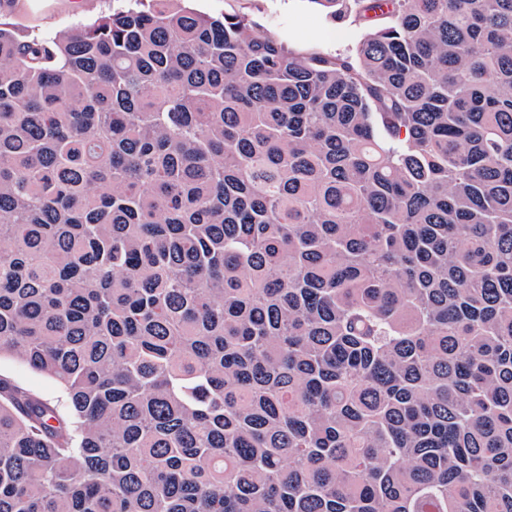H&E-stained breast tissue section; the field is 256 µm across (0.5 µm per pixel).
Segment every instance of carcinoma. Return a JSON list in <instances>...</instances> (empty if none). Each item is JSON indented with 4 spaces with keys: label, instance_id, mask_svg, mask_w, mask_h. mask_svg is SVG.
<instances>
[{
    "label": "carcinoma",
    "instance_id": "obj_1",
    "mask_svg": "<svg viewBox=\"0 0 512 512\" xmlns=\"http://www.w3.org/2000/svg\"><path fill=\"white\" fill-rule=\"evenodd\" d=\"M188 2L0 19V512H512V0ZM201 13L246 15L257 28L291 50L314 51L326 57H352L362 26L341 19L309 0H195ZM0 377L31 390L60 408L67 405L66 392L58 382L28 369L8 356L0 359Z\"/></svg>",
    "mask_w": 512,
    "mask_h": 512
}]
</instances>
